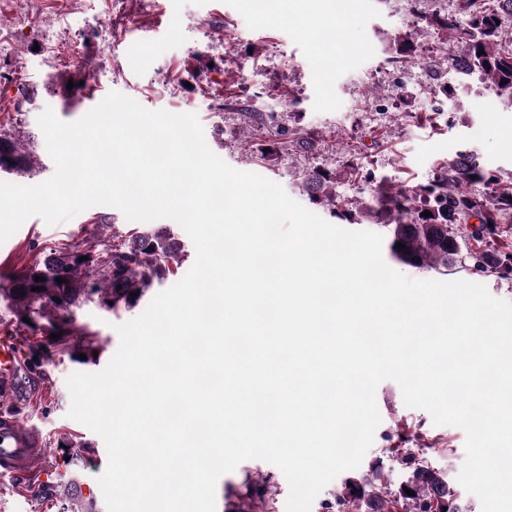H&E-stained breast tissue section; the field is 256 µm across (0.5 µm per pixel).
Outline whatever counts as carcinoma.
Masks as SVG:
<instances>
[{
	"label": "carcinoma",
	"mask_w": 512,
	"mask_h": 512,
	"mask_svg": "<svg viewBox=\"0 0 512 512\" xmlns=\"http://www.w3.org/2000/svg\"><path fill=\"white\" fill-rule=\"evenodd\" d=\"M506 13L512 15V0H459V14L439 13L426 22L440 49L450 41L459 49L461 57L444 58L449 69L462 60L512 98V36L505 37L498 23ZM420 54V46L406 33L394 41L387 64L396 68ZM264 127L268 141L259 149V160L265 163L286 146L308 148L317 138L315 131L300 127ZM31 164L16 139L0 134L1 172H24ZM338 182V175L325 169L304 175L310 201L331 207L333 216L351 224L370 218L391 227L389 248L397 261L442 275L469 272L512 279V243L504 228L512 214V183H503L475 154L457 151L437 164L427 182L412 187L377 182L369 199L353 206L341 202ZM424 211L431 216H423ZM398 242L405 248L398 249ZM180 251L165 227L133 229L110 240L92 234L49 249L42 260L10 277L0 294L27 335L45 336L29 347V361L40 366L53 351H70L74 309L81 302L95 299L112 312L135 307L154 283L174 274ZM58 277L63 283H57ZM52 333L58 338H50ZM401 459L410 468L404 482L392 484L383 461L377 460L342 479L336 495L322 502L321 512H474L446 473L411 451ZM269 488L267 477H246L236 493L238 504L228 512L265 505ZM407 488L415 495L406 494Z\"/></svg>",
	"instance_id": "obj_1"
}]
</instances>
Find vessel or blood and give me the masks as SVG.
<instances>
[{
    "instance_id": "obj_1",
    "label": "vessel or blood",
    "mask_w": 512,
    "mask_h": 512,
    "mask_svg": "<svg viewBox=\"0 0 512 512\" xmlns=\"http://www.w3.org/2000/svg\"><path fill=\"white\" fill-rule=\"evenodd\" d=\"M20 356L12 337H0V390L16 395L21 391L17 383ZM43 452L32 429L18 416L0 415V475L15 477L37 472Z\"/></svg>"
}]
</instances>
